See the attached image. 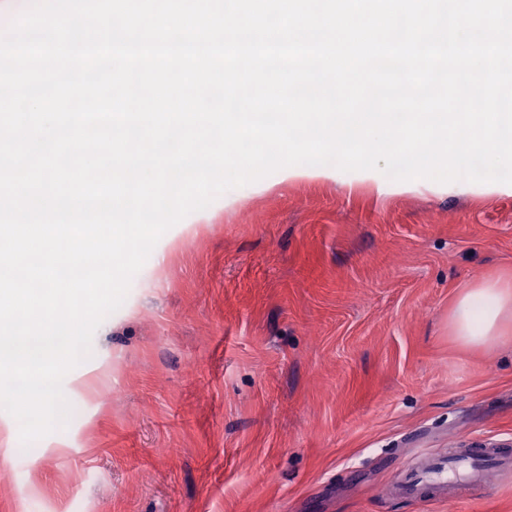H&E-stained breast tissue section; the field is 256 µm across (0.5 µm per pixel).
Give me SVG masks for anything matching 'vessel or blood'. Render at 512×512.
I'll use <instances>...</instances> for the list:
<instances>
[{"label":"vessel or blood","instance_id":"vessel-or-blood-1","mask_svg":"<svg viewBox=\"0 0 512 512\" xmlns=\"http://www.w3.org/2000/svg\"><path fill=\"white\" fill-rule=\"evenodd\" d=\"M512 466V452L504 448H485L479 452L455 450L447 463L433 464L408 472L399 489L415 498L455 497L468 487L486 485L488 465Z\"/></svg>","mask_w":512,"mask_h":512}]
</instances>
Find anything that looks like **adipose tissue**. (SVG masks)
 <instances>
[{
	"instance_id": "adipose-tissue-1",
	"label": "adipose tissue",
	"mask_w": 512,
	"mask_h": 512,
	"mask_svg": "<svg viewBox=\"0 0 512 512\" xmlns=\"http://www.w3.org/2000/svg\"><path fill=\"white\" fill-rule=\"evenodd\" d=\"M512 320V278L492 277L466 288L449 321L454 338L467 346H490L506 338Z\"/></svg>"
}]
</instances>
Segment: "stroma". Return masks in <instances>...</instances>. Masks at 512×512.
<instances>
[{
  "mask_svg": "<svg viewBox=\"0 0 512 512\" xmlns=\"http://www.w3.org/2000/svg\"><path fill=\"white\" fill-rule=\"evenodd\" d=\"M171 234L64 377L67 426L0 453V512H512V471L389 492L421 456L512 444V345L449 328L512 274L511 191L275 172Z\"/></svg>",
  "mask_w": 512,
  "mask_h": 512,
  "instance_id": "obj_1",
  "label": "stroma"
}]
</instances>
